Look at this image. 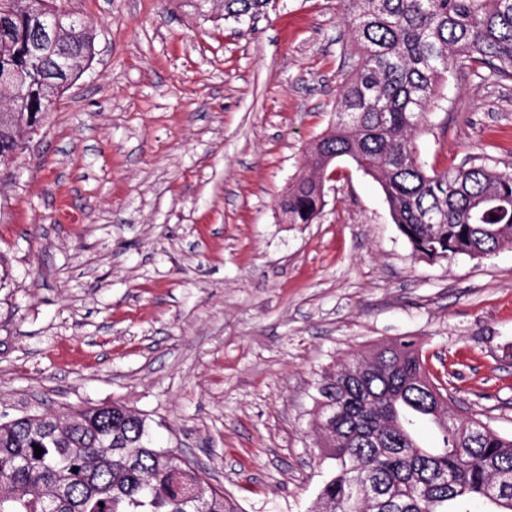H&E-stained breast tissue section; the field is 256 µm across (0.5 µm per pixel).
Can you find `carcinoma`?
<instances>
[{
  "instance_id": "1",
  "label": "carcinoma",
  "mask_w": 512,
  "mask_h": 512,
  "mask_svg": "<svg viewBox=\"0 0 512 512\" xmlns=\"http://www.w3.org/2000/svg\"><path fill=\"white\" fill-rule=\"evenodd\" d=\"M0 28V83L9 85L13 117L0 120V156L21 144L18 130L51 110L43 75L27 54L30 18L12 10ZM224 18L259 17L271 0H222ZM343 21L357 60L336 104L341 120L313 145L308 165L281 202L290 224H309L323 198L321 173L348 159L376 178L394 223L415 255L475 257L512 245V174L484 164L430 174L412 147L449 70L486 68L512 80V0H343ZM93 43L64 22L44 50L45 63L66 57L70 79L89 64ZM321 426L334 461L320 512H468L485 498L512 512V439L462 418L448 389L430 377L415 343L401 338L319 386ZM427 419L442 447H422L413 432ZM43 448L35 455L34 446ZM78 471H73V468ZM381 494L367 499L363 488ZM0 512H241L236 500L206 481L175 448L154 446L146 418L121 405L0 421Z\"/></svg>"
}]
</instances>
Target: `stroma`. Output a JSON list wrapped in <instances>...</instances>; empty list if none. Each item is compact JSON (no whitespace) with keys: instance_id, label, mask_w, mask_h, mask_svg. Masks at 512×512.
Returning a JSON list of instances; mask_svg holds the SVG:
<instances>
[{"instance_id":"35a3bbf8","label":"stroma","mask_w":512,"mask_h":512,"mask_svg":"<svg viewBox=\"0 0 512 512\" xmlns=\"http://www.w3.org/2000/svg\"><path fill=\"white\" fill-rule=\"evenodd\" d=\"M61 6L95 57L0 160V416L119 404L242 512H312L333 465L321 378L406 337L512 436V246L415 256L346 159L312 223L284 220L339 119L340 0L241 23L185 0ZM414 144L438 172H512V81L451 70Z\"/></svg>"}]
</instances>
